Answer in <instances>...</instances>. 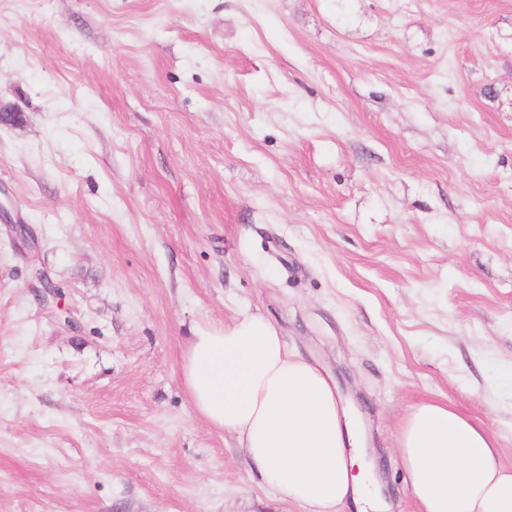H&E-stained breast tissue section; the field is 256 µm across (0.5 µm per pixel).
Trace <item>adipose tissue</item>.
Returning a JSON list of instances; mask_svg holds the SVG:
<instances>
[{
  "mask_svg": "<svg viewBox=\"0 0 512 512\" xmlns=\"http://www.w3.org/2000/svg\"><path fill=\"white\" fill-rule=\"evenodd\" d=\"M194 410L230 434L263 484L309 512H373L359 437L331 375L261 314L198 329L182 361ZM419 512H512V468L493 432L434 402L398 438Z\"/></svg>",
  "mask_w": 512,
  "mask_h": 512,
  "instance_id": "1",
  "label": "adipose tissue"
}]
</instances>
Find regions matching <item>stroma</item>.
Listing matches in <instances>:
<instances>
[{
    "label": "stroma",
    "mask_w": 512,
    "mask_h": 512,
    "mask_svg": "<svg viewBox=\"0 0 512 512\" xmlns=\"http://www.w3.org/2000/svg\"><path fill=\"white\" fill-rule=\"evenodd\" d=\"M0 512H307L192 407L269 318L418 512L411 407L512 466V0H0ZM44 270L73 321L42 306Z\"/></svg>",
    "instance_id": "35a3bbf8"
}]
</instances>
